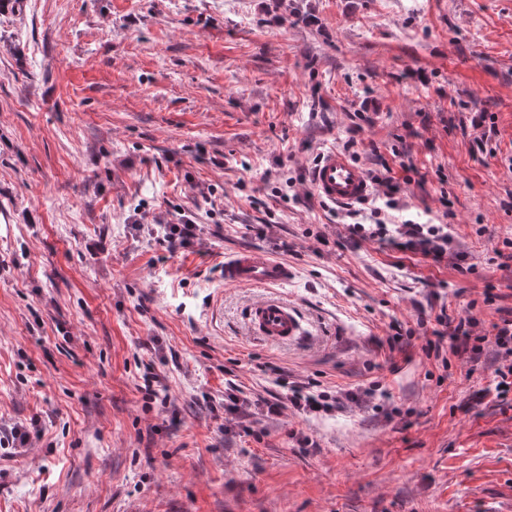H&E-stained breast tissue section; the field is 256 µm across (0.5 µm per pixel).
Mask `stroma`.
Returning <instances> with one entry per match:
<instances>
[{
    "instance_id": "35a3bbf8",
    "label": "stroma",
    "mask_w": 512,
    "mask_h": 512,
    "mask_svg": "<svg viewBox=\"0 0 512 512\" xmlns=\"http://www.w3.org/2000/svg\"><path fill=\"white\" fill-rule=\"evenodd\" d=\"M25 2L0 7V512H512L494 349L426 352L439 315L512 311V0ZM351 138L401 184L384 223L450 225L441 263L317 198ZM241 247L294 279L225 285ZM268 295L297 340L249 330ZM286 381L346 399L266 416ZM196 224L184 222L183 224H165L163 226V243L173 251L184 248L196 237Z\"/></svg>"
}]
</instances>
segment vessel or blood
I'll return each mask as SVG.
<instances>
[{
  "label": "vessel or blood",
  "instance_id": "vessel-or-blood-1",
  "mask_svg": "<svg viewBox=\"0 0 512 512\" xmlns=\"http://www.w3.org/2000/svg\"><path fill=\"white\" fill-rule=\"evenodd\" d=\"M316 196L334 205H351L369 198L373 187L363 167L345 152H321L310 173ZM221 274L225 284L270 288L288 282L294 271L288 263L259 249H241L226 255ZM248 320L256 334L269 341L285 342L300 333V318L286 303L266 298L248 310Z\"/></svg>",
  "mask_w": 512,
  "mask_h": 512
}]
</instances>
